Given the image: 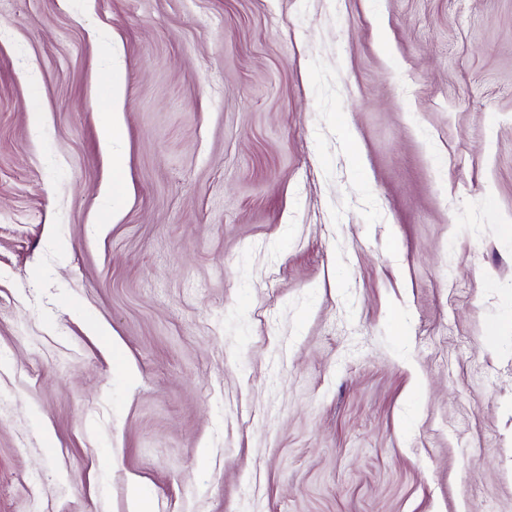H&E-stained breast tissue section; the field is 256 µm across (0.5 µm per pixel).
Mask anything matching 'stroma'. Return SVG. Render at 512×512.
Segmentation results:
<instances>
[{"mask_svg": "<svg viewBox=\"0 0 512 512\" xmlns=\"http://www.w3.org/2000/svg\"><path fill=\"white\" fill-rule=\"evenodd\" d=\"M133 480L512 512V0H0V512ZM123 102V75L120 71L112 70L105 83L104 104L108 107L105 119L101 128L102 144L104 149L112 154L113 185L112 197L122 194L125 190L124 182L121 179L123 169V158L117 154L114 146L120 124L119 112Z\"/></svg>", "mask_w": 512, "mask_h": 512, "instance_id": "obj_1", "label": "stroma"}]
</instances>
